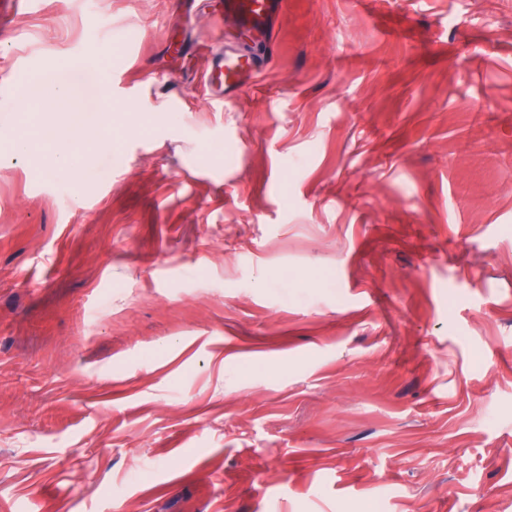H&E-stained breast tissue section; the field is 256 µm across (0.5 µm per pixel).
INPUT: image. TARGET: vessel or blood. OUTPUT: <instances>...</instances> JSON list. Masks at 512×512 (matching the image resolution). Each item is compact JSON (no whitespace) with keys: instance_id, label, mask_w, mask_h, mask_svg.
Listing matches in <instances>:
<instances>
[{"instance_id":"vessel-or-blood-1","label":"vessel or blood","mask_w":512,"mask_h":512,"mask_svg":"<svg viewBox=\"0 0 512 512\" xmlns=\"http://www.w3.org/2000/svg\"><path fill=\"white\" fill-rule=\"evenodd\" d=\"M221 47L213 48V67L205 79L209 101L223 105L256 84L262 51H274L283 0H219Z\"/></svg>"}]
</instances>
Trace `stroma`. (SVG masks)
Here are the masks:
<instances>
[{
	"label": "stroma",
	"mask_w": 512,
	"mask_h": 512,
	"mask_svg": "<svg viewBox=\"0 0 512 512\" xmlns=\"http://www.w3.org/2000/svg\"><path fill=\"white\" fill-rule=\"evenodd\" d=\"M210 12L0 7V135L112 113L0 153V503L512 512V0H284L221 108ZM46 74V79L43 81V95L49 91L52 100L67 101L74 94L78 93V85L75 76L80 75L76 70L68 68L52 69Z\"/></svg>",
	"instance_id": "35a3bbf8"
}]
</instances>
